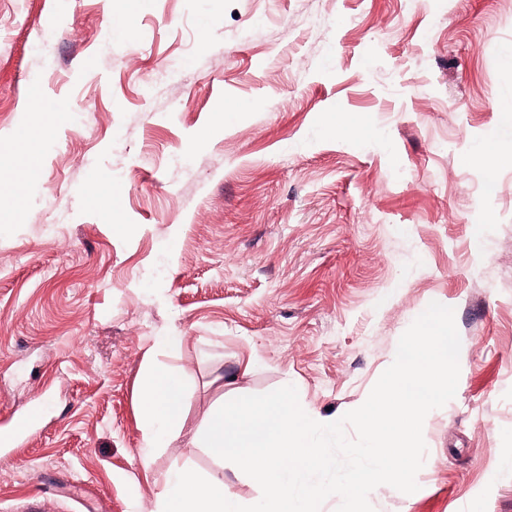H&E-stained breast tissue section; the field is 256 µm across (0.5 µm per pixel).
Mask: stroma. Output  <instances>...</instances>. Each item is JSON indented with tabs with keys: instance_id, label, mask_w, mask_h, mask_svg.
Segmentation results:
<instances>
[{
	"instance_id": "stroma-1",
	"label": "stroma",
	"mask_w": 512,
	"mask_h": 512,
	"mask_svg": "<svg viewBox=\"0 0 512 512\" xmlns=\"http://www.w3.org/2000/svg\"><path fill=\"white\" fill-rule=\"evenodd\" d=\"M18 136L39 152L0 198V512H154L174 466L254 504L188 440L218 400L291 384L335 421L433 301L456 395L418 490L369 501L512 512V164L476 160L512 156V0H0ZM172 332L185 435L145 465L138 385Z\"/></svg>"
}]
</instances>
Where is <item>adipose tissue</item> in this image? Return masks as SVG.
I'll use <instances>...</instances> for the list:
<instances>
[{
	"label": "adipose tissue",
	"instance_id": "ef3b65f1",
	"mask_svg": "<svg viewBox=\"0 0 512 512\" xmlns=\"http://www.w3.org/2000/svg\"><path fill=\"white\" fill-rule=\"evenodd\" d=\"M185 405L186 388L176 368L154 367L146 373L138 400L145 447L155 448L182 435Z\"/></svg>",
	"mask_w": 512,
	"mask_h": 512
}]
</instances>
